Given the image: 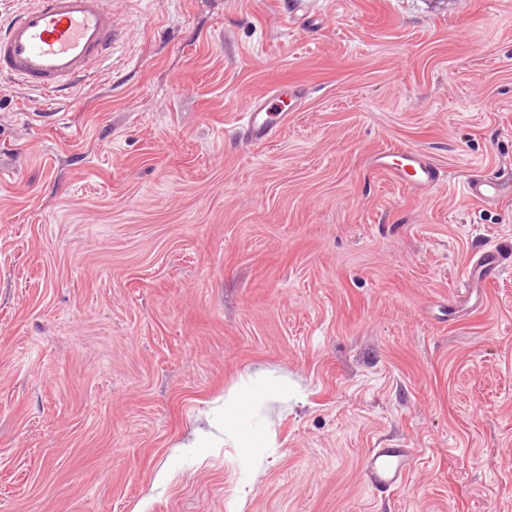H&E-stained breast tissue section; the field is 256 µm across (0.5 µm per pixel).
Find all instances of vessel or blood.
I'll list each match as a JSON object with an SVG mask.
<instances>
[{
    "mask_svg": "<svg viewBox=\"0 0 512 512\" xmlns=\"http://www.w3.org/2000/svg\"><path fill=\"white\" fill-rule=\"evenodd\" d=\"M119 31L108 0H31L0 32V74L26 88L53 95L89 81L112 53ZM287 119L280 91L253 96L239 113L237 126L246 144L257 146L273 140ZM377 169L399 184L425 191L442 182L445 172L418 150L383 151L374 158ZM499 178L468 182L466 196L479 203L499 198L511 187ZM505 250L484 243L463 278L465 290L456 296L461 307H476L485 286L503 272ZM411 448L369 449L363 479L373 490L393 492L408 480Z\"/></svg>",
    "mask_w": 512,
    "mask_h": 512,
    "instance_id": "1",
    "label": "vessel or blood"
}]
</instances>
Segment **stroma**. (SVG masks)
<instances>
[{"label": "stroma", "instance_id": "stroma-1", "mask_svg": "<svg viewBox=\"0 0 512 512\" xmlns=\"http://www.w3.org/2000/svg\"><path fill=\"white\" fill-rule=\"evenodd\" d=\"M70 97L0 80V512H512V0H112ZM304 86L270 143L244 101ZM408 147L427 192L372 164ZM277 445H224L241 377ZM208 448L188 447L197 431ZM413 448L405 487L362 480ZM508 187V181L500 178H484L469 181L465 186V194L475 202L487 203L499 198ZM505 251L506 249L492 241L482 245V250L463 278L465 295L455 297V302L459 307L480 305L483 300V288L497 279L504 270ZM415 453L413 448L369 449L362 470L364 482L381 492L400 489L409 478Z\"/></svg>", "mask_w": 512, "mask_h": 512}]
</instances>
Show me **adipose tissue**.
<instances>
[{"mask_svg":"<svg viewBox=\"0 0 512 512\" xmlns=\"http://www.w3.org/2000/svg\"><path fill=\"white\" fill-rule=\"evenodd\" d=\"M287 395V387L259 378L233 388L224 402L225 442L243 449L246 459L261 458L273 441L270 434L258 428L257 417L267 403Z\"/></svg>","mask_w":512,"mask_h":512,"instance_id":"adipose-tissue-1","label":"adipose tissue"}]
</instances>
